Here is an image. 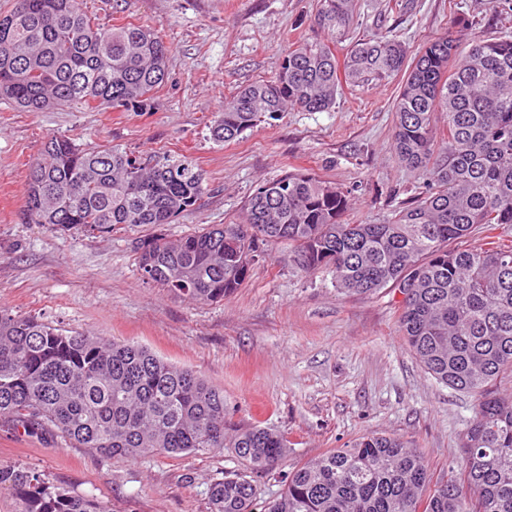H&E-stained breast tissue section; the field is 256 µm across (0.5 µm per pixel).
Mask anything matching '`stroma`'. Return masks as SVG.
<instances>
[{
    "label": "stroma",
    "instance_id": "obj_1",
    "mask_svg": "<svg viewBox=\"0 0 512 512\" xmlns=\"http://www.w3.org/2000/svg\"><path fill=\"white\" fill-rule=\"evenodd\" d=\"M317 0H86L109 24L143 22L169 46L168 77L147 112L64 106L25 112L0 101V310L65 331L134 341L223 389L241 425L271 427L288 453L253 473L258 505L276 498L295 466L367 433L416 443L435 477L446 476L476 400L437 383L397 332L402 294L337 292L330 274L295 268L287 248L255 264L220 302H199L144 280L140 241H169L211 224L240 222L263 183L309 171L351 193L347 220L378 224L422 185L391 148L395 84L343 87L326 112L280 120L215 142L211 125L237 88L273 77L291 43L314 37ZM467 38L512 33V11L491 0H358L348 41L386 31L418 52L453 17ZM85 148L119 146L141 157L192 158L205 172L203 206L171 224L121 225L109 234L32 224L24 217L31 162L47 136ZM0 463H17L110 505L112 512H210L208 489L241 471L231 449L204 455L107 459L90 448L0 422Z\"/></svg>",
    "mask_w": 512,
    "mask_h": 512
}]
</instances>
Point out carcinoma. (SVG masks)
<instances>
[{
    "label": "carcinoma",
    "instance_id": "obj_1",
    "mask_svg": "<svg viewBox=\"0 0 512 512\" xmlns=\"http://www.w3.org/2000/svg\"><path fill=\"white\" fill-rule=\"evenodd\" d=\"M357 0H317L316 30L284 50L272 78L224 100L211 127L219 143L278 120L322 112L342 84L398 82L393 150L424 190L383 224H348L350 192L311 173L260 185L244 219L170 242L143 240L142 275L193 300L219 302L253 263L286 244L304 273L326 271L342 293L404 295L398 333L439 383L476 398L474 418L433 479L421 449L370 433L287 474L264 512H512V35L471 39L456 22L409 57L387 32L350 45ZM169 47L147 25L98 23L83 0H14L0 15V100L23 111L64 105L147 112L167 78ZM446 115L439 129L435 115ZM204 171L186 156L143 161L117 146L87 149L51 135L31 164L26 215L34 224L104 232L170 224L200 207ZM495 234L484 248L466 243ZM0 418L16 432L49 435L107 458L195 455L233 449L250 471L275 469L287 441L225 417L224 390L133 342L66 334L0 311ZM15 512H112L20 465L0 463V491ZM212 512H253L245 473L209 488Z\"/></svg>",
    "mask_w": 512,
    "mask_h": 512
}]
</instances>
